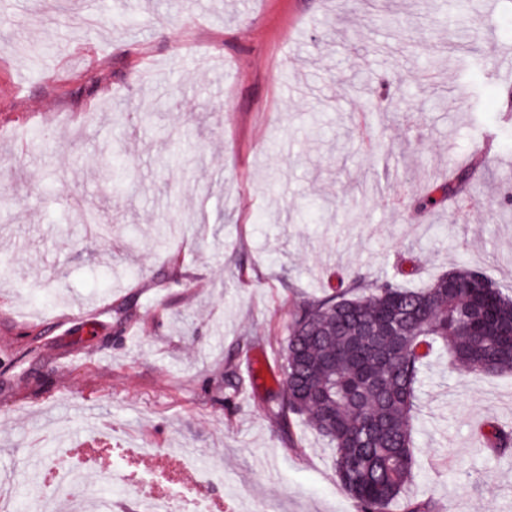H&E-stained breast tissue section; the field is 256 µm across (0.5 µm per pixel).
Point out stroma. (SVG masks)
Masks as SVG:
<instances>
[{
  "label": "stroma",
  "instance_id": "stroma-1",
  "mask_svg": "<svg viewBox=\"0 0 512 512\" xmlns=\"http://www.w3.org/2000/svg\"><path fill=\"white\" fill-rule=\"evenodd\" d=\"M482 7L0 0V482L20 512L47 496L30 447L85 421L204 457L224 512H356L330 447L273 412L280 344L348 272L420 288L463 261L512 297V0ZM488 137L461 208L416 212ZM490 422L512 427V373L431 352L408 498L512 512Z\"/></svg>",
  "mask_w": 512,
  "mask_h": 512
}]
</instances>
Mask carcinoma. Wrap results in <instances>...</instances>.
I'll return each mask as SVG.
<instances>
[{"instance_id":"cac0c4a2","label":"carcinoma","mask_w":512,"mask_h":512,"mask_svg":"<svg viewBox=\"0 0 512 512\" xmlns=\"http://www.w3.org/2000/svg\"><path fill=\"white\" fill-rule=\"evenodd\" d=\"M476 163L452 168L414 208L456 202ZM351 275L329 295L301 302L282 345L275 414L301 416L330 445L340 484L357 512H434L405 498L415 476L412 431L426 358L448 353L460 373L512 371V298L484 272L458 265L424 288ZM480 448L507 455L512 429L491 422Z\"/></svg>"}]
</instances>
